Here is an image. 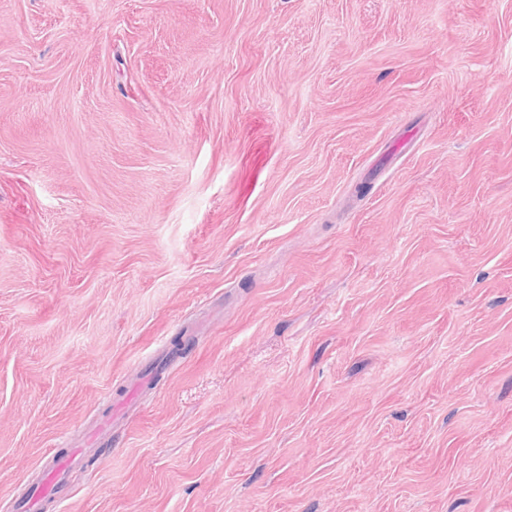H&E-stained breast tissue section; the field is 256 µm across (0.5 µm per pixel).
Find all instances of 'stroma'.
<instances>
[{"label": "stroma", "mask_w": 512, "mask_h": 512, "mask_svg": "<svg viewBox=\"0 0 512 512\" xmlns=\"http://www.w3.org/2000/svg\"><path fill=\"white\" fill-rule=\"evenodd\" d=\"M512 512V0H0V512ZM80 452L81 449H77L67 457L53 459L51 471L47 474L44 484L37 487L30 497L17 501L16 509L18 511L16 512H37L38 500L42 497V495L55 489L57 486V477L60 472L67 469L74 457L77 456Z\"/></svg>", "instance_id": "obj_1"}]
</instances>
